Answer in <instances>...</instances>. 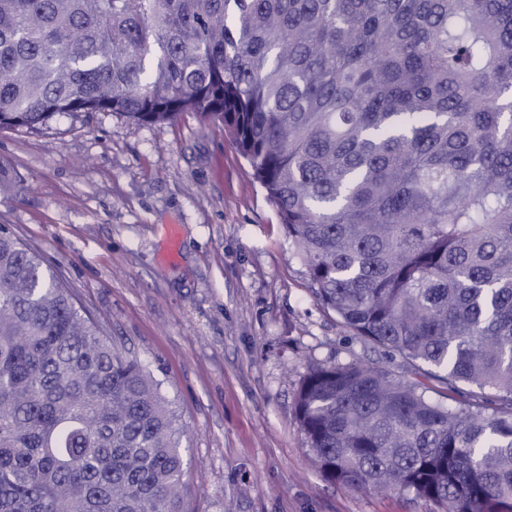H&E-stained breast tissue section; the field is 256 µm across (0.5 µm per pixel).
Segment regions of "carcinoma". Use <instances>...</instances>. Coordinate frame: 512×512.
<instances>
[{
	"label": "carcinoma",
	"instance_id": "carcinoma-1",
	"mask_svg": "<svg viewBox=\"0 0 512 512\" xmlns=\"http://www.w3.org/2000/svg\"><path fill=\"white\" fill-rule=\"evenodd\" d=\"M82 112L222 122L315 299L400 358L304 378L324 480L512 512V0H0V130ZM184 437L0 225V512H182Z\"/></svg>",
	"mask_w": 512,
	"mask_h": 512
}]
</instances>
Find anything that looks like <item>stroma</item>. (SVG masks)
Instances as JSON below:
<instances>
[{"instance_id":"stroma-1","label":"stroma","mask_w":512,"mask_h":512,"mask_svg":"<svg viewBox=\"0 0 512 512\" xmlns=\"http://www.w3.org/2000/svg\"><path fill=\"white\" fill-rule=\"evenodd\" d=\"M0 161L13 175L0 225L174 400L187 430L183 512H443L408 492L326 482L315 468L295 410L309 370L399 361L315 300L222 123L61 115L40 132L0 131Z\"/></svg>"}]
</instances>
